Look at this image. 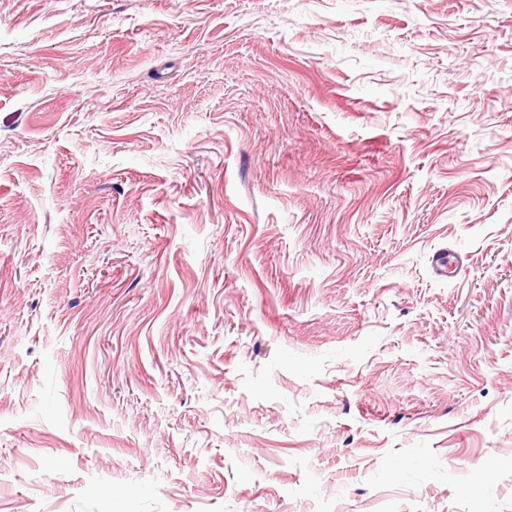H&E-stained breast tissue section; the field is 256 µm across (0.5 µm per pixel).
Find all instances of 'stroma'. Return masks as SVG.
Instances as JSON below:
<instances>
[{"label": "stroma", "mask_w": 512, "mask_h": 512, "mask_svg": "<svg viewBox=\"0 0 512 512\" xmlns=\"http://www.w3.org/2000/svg\"><path fill=\"white\" fill-rule=\"evenodd\" d=\"M0 512H512V0H0Z\"/></svg>", "instance_id": "stroma-1"}]
</instances>
